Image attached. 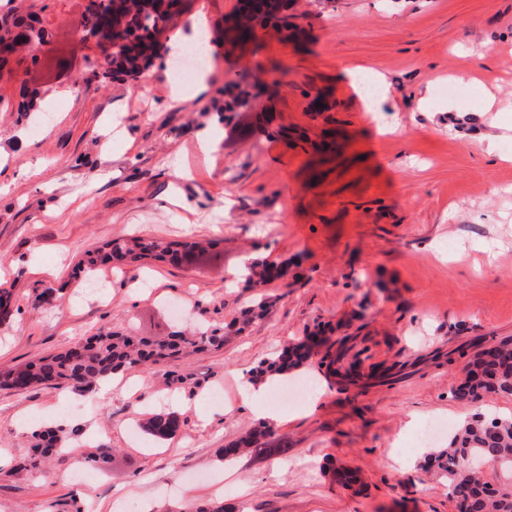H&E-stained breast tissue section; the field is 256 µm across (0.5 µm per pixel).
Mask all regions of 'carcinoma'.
I'll return each instance as SVG.
<instances>
[{"label":"carcinoma","instance_id":"obj_1","mask_svg":"<svg viewBox=\"0 0 512 512\" xmlns=\"http://www.w3.org/2000/svg\"><path fill=\"white\" fill-rule=\"evenodd\" d=\"M249 7L237 11L235 39L248 37L261 18H276L287 8L288 0H248ZM121 17L127 39L142 45L159 43L171 27L172 19L157 7V0H100L94 8L86 10L81 27L94 30ZM36 19H26L9 14L0 17V36L16 27H34ZM152 60L139 63L136 56L125 47L103 56V61L92 64L94 77L106 81L113 74H130L146 70ZM238 93L234 105L238 108L251 106L253 97L247 76L241 75L236 83ZM199 246L197 242L173 241L166 244L143 237L114 239L94 251L86 252L87 267L105 265L112 261L136 263L145 258L157 261H176L191 257ZM283 274L282 268L273 262H263L249 268V280L253 285H264ZM14 311L12 291L0 288V322L9 319ZM318 330L286 346L276 357L261 362L257 373L283 378L293 374L312 359H318L319 367L336 375L347 389L362 377L360 364H344L345 336L332 343L323 338ZM491 347L475 351L462 368L463 378L453 388V397L461 402L477 404L484 397L512 396V342L488 340ZM224 345V335L217 330L200 329L192 334H173L166 340L154 341L145 337L100 332L77 346L59 353L29 362L19 368L0 373V387H30L43 385L48 388H65L72 393L86 395L97 384L112 377L117 370L141 364H167L182 355L219 348ZM181 425L174 412L150 414L142 423L144 432L154 441L162 442L173 437ZM274 432L267 424L243 431L222 449L224 460L239 457L260 458L274 451ZM32 454L25 467L36 469L51 457L67 451L63 431L41 427L32 432ZM494 461L507 481H494L484 475L481 467ZM420 467L425 472L446 482L448 494L459 504L460 512H512V415L489 416L479 411L463 420L448 436V444L428 453Z\"/></svg>","mask_w":512,"mask_h":512}]
</instances>
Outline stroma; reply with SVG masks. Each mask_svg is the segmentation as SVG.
<instances>
[{"instance_id":"obj_1","label":"stroma","mask_w":512,"mask_h":512,"mask_svg":"<svg viewBox=\"0 0 512 512\" xmlns=\"http://www.w3.org/2000/svg\"><path fill=\"white\" fill-rule=\"evenodd\" d=\"M238 0H187L169 36L206 17L207 92L176 87L156 59L140 81L88 77L78 30L84 0H0V15L35 14L50 49L0 79V282L17 308L0 324V369L74 346L103 330L164 338L194 323L224 328L256 294L268 307L220 349L174 368L126 370L128 387L76 400L68 452L24 469L51 423L54 389H0V512H457L412 445L427 420L512 414V397L453 399L459 351L512 338V138L500 155L480 140L512 127V0H290L288 27L259 30L229 53ZM382 75L396 111L373 121L345 72ZM263 76L250 111H228L239 74ZM475 88L463 106L448 88ZM40 115L17 110L23 89ZM491 112H484L486 101ZM324 111H317V104ZM466 122L449 126V112ZM218 140L203 150L202 130ZM128 234L213 241L192 262L146 259L81 268L86 252ZM283 262L263 289L234 273L245 255ZM53 289L50 300L41 297ZM357 328L364 365L401 361L390 384L340 392L303 368L321 395L286 407L277 453L234 463L222 450L254 423L240 379L316 326ZM224 395L213 404L214 391ZM189 401L163 443L134 440L144 414ZM112 462L82 482L99 445ZM357 470L353 488L330 465Z\"/></svg>"}]
</instances>
